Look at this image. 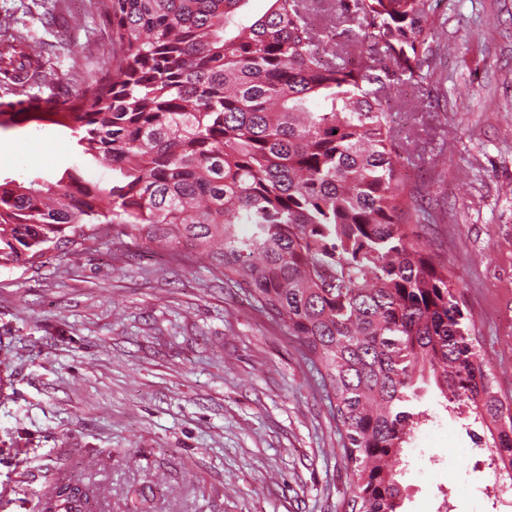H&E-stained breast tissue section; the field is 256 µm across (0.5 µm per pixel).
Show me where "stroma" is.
<instances>
[{
  "label": "stroma",
  "instance_id": "stroma-1",
  "mask_svg": "<svg viewBox=\"0 0 512 512\" xmlns=\"http://www.w3.org/2000/svg\"><path fill=\"white\" fill-rule=\"evenodd\" d=\"M434 70L386 82L401 177L435 221L497 388L512 394V0H432ZM69 46L51 81L0 101H62L112 66L90 0H0L15 31ZM69 134L0 131V180H56ZM0 512H44L61 475L106 512H346L340 427L295 337L185 246L109 230L46 263L0 268ZM427 387L404 451L405 512H512L487 452Z\"/></svg>",
  "mask_w": 512,
  "mask_h": 512
}]
</instances>
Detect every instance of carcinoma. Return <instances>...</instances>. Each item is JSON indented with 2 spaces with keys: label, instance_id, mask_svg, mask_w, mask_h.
Instances as JSON below:
<instances>
[{
  "label": "carcinoma",
  "instance_id": "carcinoma-1",
  "mask_svg": "<svg viewBox=\"0 0 512 512\" xmlns=\"http://www.w3.org/2000/svg\"><path fill=\"white\" fill-rule=\"evenodd\" d=\"M96 0L112 69L42 108L0 107V128L68 129L81 165L54 183L0 182V268L95 239L186 245L297 337L342 427L350 512H402L404 448L427 413L403 405L431 380L444 407L512 483V395L464 323L448 265L420 240L393 145L383 77L431 66V0H334L360 33L331 56L308 0ZM34 46L0 41V76L30 79ZM62 495L45 512H84Z\"/></svg>",
  "mask_w": 512,
  "mask_h": 512
}]
</instances>
